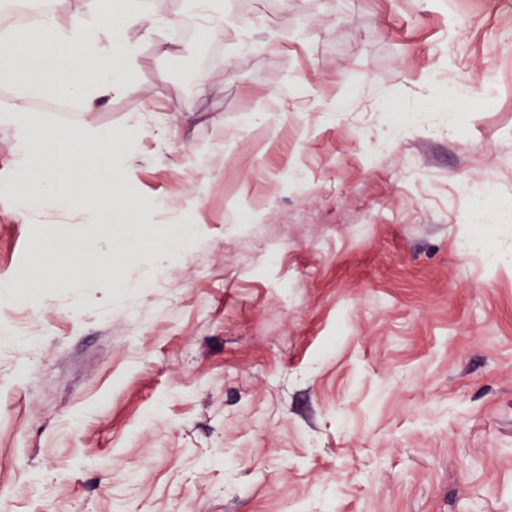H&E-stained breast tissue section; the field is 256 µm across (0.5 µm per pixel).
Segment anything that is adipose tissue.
<instances>
[{
    "label": "adipose tissue",
    "instance_id": "adipose-tissue-1",
    "mask_svg": "<svg viewBox=\"0 0 512 512\" xmlns=\"http://www.w3.org/2000/svg\"><path fill=\"white\" fill-rule=\"evenodd\" d=\"M155 23L154 0H91L84 10L61 16L39 12L25 23L0 27V82L16 90L8 110L0 113V124L12 126L18 142L17 177L8 187L16 216L35 224L45 211L59 210L100 229L129 227L126 212L90 204L73 196L70 186L86 183L121 192L133 135L86 127L65 131L31 119L28 104L72 99L81 111L94 112L137 92L132 64L139 43L132 32ZM33 263L51 288H78L89 279L103 288L118 285L108 259L87 267L63 255L46 265L37 254Z\"/></svg>",
    "mask_w": 512,
    "mask_h": 512
}]
</instances>
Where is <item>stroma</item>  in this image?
Returning <instances> with one entry per match:
<instances>
[{"mask_svg": "<svg viewBox=\"0 0 512 512\" xmlns=\"http://www.w3.org/2000/svg\"><path fill=\"white\" fill-rule=\"evenodd\" d=\"M224 4L237 27L142 42L138 93L39 111L138 130L149 237L44 216L128 285L0 304V512H512V0ZM14 207L0 279L31 266ZM168 223L166 248L176 252L194 238L195 231L192 225L183 224L178 218H172Z\"/></svg>", "mask_w": 512, "mask_h": 512, "instance_id": "1", "label": "stroma"}]
</instances>
